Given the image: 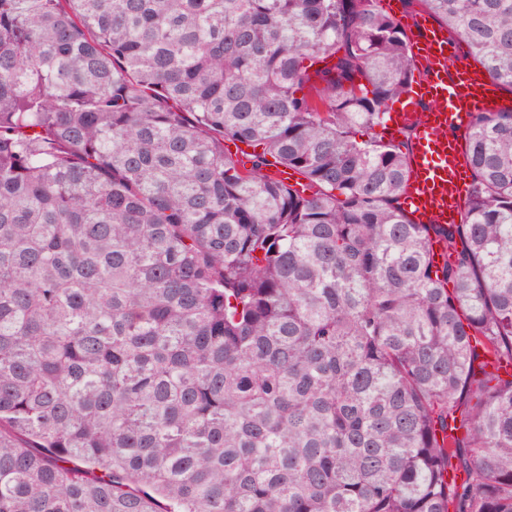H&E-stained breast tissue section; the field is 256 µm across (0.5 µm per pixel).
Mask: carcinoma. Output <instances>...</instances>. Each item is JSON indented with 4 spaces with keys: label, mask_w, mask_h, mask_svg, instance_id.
Returning <instances> with one entry per match:
<instances>
[{
    "label": "carcinoma",
    "mask_w": 512,
    "mask_h": 512,
    "mask_svg": "<svg viewBox=\"0 0 512 512\" xmlns=\"http://www.w3.org/2000/svg\"><path fill=\"white\" fill-rule=\"evenodd\" d=\"M419 75L381 0H0V512H512V111L415 224Z\"/></svg>",
    "instance_id": "1"
}]
</instances>
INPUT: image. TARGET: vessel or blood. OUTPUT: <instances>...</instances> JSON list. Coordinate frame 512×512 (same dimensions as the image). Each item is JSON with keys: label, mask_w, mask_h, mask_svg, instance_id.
Segmentation results:
<instances>
[{"label": "vessel or blood", "mask_w": 512, "mask_h": 512, "mask_svg": "<svg viewBox=\"0 0 512 512\" xmlns=\"http://www.w3.org/2000/svg\"><path fill=\"white\" fill-rule=\"evenodd\" d=\"M412 42L421 72L413 91L394 110L395 131L413 128L414 148L403 204L419 224H454L464 209L470 183L459 132L468 130L476 113L512 108L482 68L457 67L445 28L416 19Z\"/></svg>", "instance_id": "b4317fda"}]
</instances>
